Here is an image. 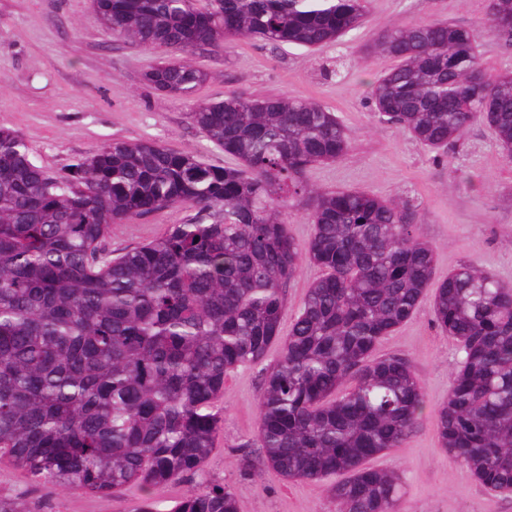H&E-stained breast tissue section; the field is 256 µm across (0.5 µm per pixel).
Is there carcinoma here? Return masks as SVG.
Returning <instances> with one entry per match:
<instances>
[{"label": "carcinoma", "instance_id": "1", "mask_svg": "<svg viewBox=\"0 0 512 512\" xmlns=\"http://www.w3.org/2000/svg\"><path fill=\"white\" fill-rule=\"evenodd\" d=\"M113 35L171 59L143 81L188 99L206 73L182 54L260 38L317 48L361 22L366 0H94ZM485 25L512 49V0H491ZM372 50L395 66L371 87L378 122L434 150L477 123L512 162V73H489L472 30L430 22L385 31ZM222 166L148 141H115L58 172L0 129V457L34 480L107 497L201 476L220 436L227 377L263 363L254 447L288 481L332 477L336 512H397L400 478L366 466L398 448L425 408L402 355L373 356L409 320L433 281L434 252L410 209L357 191L319 192L306 173L343 158L350 137L317 102L231 93L195 106ZM185 223L120 254L111 225L163 208ZM304 205L305 245L286 216ZM323 274L281 337L286 289L302 261ZM434 321L461 346L439 437L486 488L512 490V285L469 262L433 295ZM171 512H240L209 483Z\"/></svg>", "mask_w": 512, "mask_h": 512}]
</instances>
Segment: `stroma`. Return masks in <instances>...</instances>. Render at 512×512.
<instances>
[{
	"instance_id": "35a3bbf8",
	"label": "stroma",
	"mask_w": 512,
	"mask_h": 512,
	"mask_svg": "<svg viewBox=\"0 0 512 512\" xmlns=\"http://www.w3.org/2000/svg\"><path fill=\"white\" fill-rule=\"evenodd\" d=\"M489 8L490 0H369L362 24L337 45L276 49L260 39L230 41L223 50L190 55L207 79L193 98L178 100L142 81L167 52L113 37L93 0H0V127L22 134L34 160L50 171L114 139L151 141L222 165L223 151L190 119L196 103L232 92L314 101L336 113L351 146L341 160L314 165L310 186L410 202L411 221L434 251L436 280L467 261L512 285V163L492 130L476 125L440 154L380 124L368 100L372 84L394 65L370 47L395 27L455 22L473 30L485 69L512 72V52L484 26ZM187 215L173 206L112 225L108 245L117 253L130 250ZM374 354L407 357L426 395L419 423L401 447L369 461L400 475L401 512H512V495L485 488L439 441L434 411L448 400L461 355L457 341L436 325L431 296ZM261 378V367L251 366L227 379L219 402L223 431L205 478L228 486L241 512H333L328 481L288 482L263 467L240 477V459L256 436ZM0 495L20 498L29 512H134L142 493L133 487L106 498L49 488L0 460Z\"/></svg>"
}]
</instances>
